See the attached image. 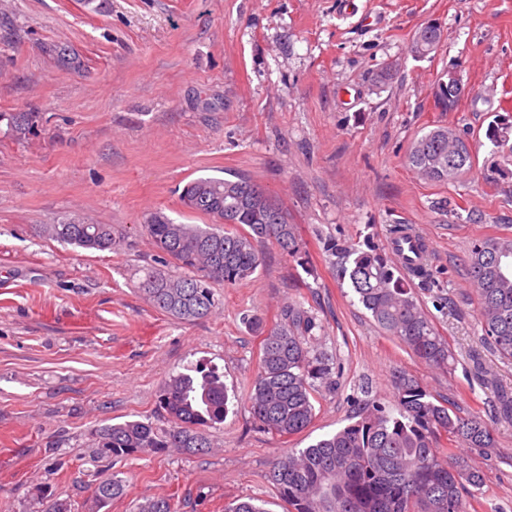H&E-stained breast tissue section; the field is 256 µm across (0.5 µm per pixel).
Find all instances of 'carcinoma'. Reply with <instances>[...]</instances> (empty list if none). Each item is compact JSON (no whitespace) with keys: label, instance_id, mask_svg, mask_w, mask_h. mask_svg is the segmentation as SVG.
Here are the masks:
<instances>
[{"label":"carcinoma","instance_id":"cac0c4a2","mask_svg":"<svg viewBox=\"0 0 512 512\" xmlns=\"http://www.w3.org/2000/svg\"><path fill=\"white\" fill-rule=\"evenodd\" d=\"M10 129L19 138L35 133L37 115H10ZM459 143L460 134L437 125L412 143L406 161L427 181L456 180L474 165L470 155L448 164ZM256 187L241 175L200 177L183 186V206L224 225L221 231L177 223L161 212L149 217L145 229L154 248L183 269L179 275L154 266L142 269L136 288L154 308L177 320H201L216 305L213 285L235 286L252 276L262 261L263 244L272 242L290 257L301 252L296 225L241 205ZM43 232L84 249L117 251L124 244L114 226L79 217L47 224ZM350 255L342 276L383 333L432 368L452 366L448 342L399 266L370 244ZM467 274L476 293L482 342L512 360V236L476 241L467 257ZM249 325L261 337L249 405L252 418L261 429L288 439L313 423L316 394L331 387L335 359L316 346V316L300 302L284 306L270 326L260 315L252 316ZM393 386L397 414L375 399L360 400L353 422L272 463L267 479L291 512H469L464 491L480 488L483 475L451 448L495 447L491 427L479 415L462 416L436 400L402 371L393 373ZM228 401L218 373L201 367L180 372L166 382L159 401L169 427L158 429L140 420L105 425L95 431L96 445L114 458L146 448L202 454L210 447L208 429L224 421ZM125 495V481L102 480L94 487L93 506L100 509ZM136 512L174 509L171 499L161 497L138 504Z\"/></svg>","mask_w":512,"mask_h":512}]
</instances>
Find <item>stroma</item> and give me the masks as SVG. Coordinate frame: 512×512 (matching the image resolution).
<instances>
[{"mask_svg":"<svg viewBox=\"0 0 512 512\" xmlns=\"http://www.w3.org/2000/svg\"><path fill=\"white\" fill-rule=\"evenodd\" d=\"M442 42L414 50L421 28ZM74 50L67 69L44 48ZM457 67L471 92L456 111L435 97ZM33 111L36 135L0 121V512H37V496L91 512L99 481L128 493L101 512H134L171 498L176 512H224L254 500L288 512L266 478L274 459L348 424L353 397L396 404L394 370L415 377L463 415L486 418L491 449L460 448L482 472L470 512H512V421L492 415L512 394V361L481 341L466 260L474 240L512 235V0H0V113ZM454 125L475 164L446 184L405 161L433 126ZM251 178L296 224L302 249L263 250L255 274L215 286L217 306L180 322L137 291L138 269L160 265L143 226L163 212L207 224L179 191L198 177ZM77 212L114 225L118 251L47 239L42 225ZM432 244V279L415 295L455 356L434 369L384 335L340 276L328 239L387 249L393 225ZM299 301L314 312L319 348L341 371L315 400V419L283 441L248 409L260 338L246 323L275 321ZM222 375L233 398L208 453L178 448L100 456L96 429L126 420L166 428L159 397L193 366Z\"/></svg>","mask_w":512,"mask_h":512,"instance_id":"35a3bbf8","label":"stroma"}]
</instances>
